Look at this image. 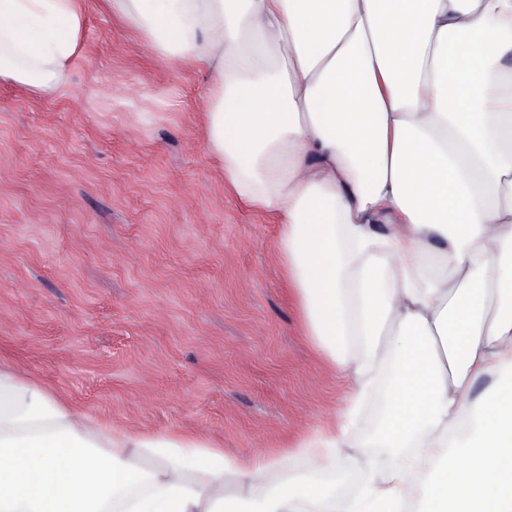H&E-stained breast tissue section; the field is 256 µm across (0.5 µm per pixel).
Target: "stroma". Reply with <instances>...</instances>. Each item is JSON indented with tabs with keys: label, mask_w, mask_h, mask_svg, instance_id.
I'll return each instance as SVG.
<instances>
[{
	"label": "stroma",
	"mask_w": 512,
	"mask_h": 512,
	"mask_svg": "<svg viewBox=\"0 0 512 512\" xmlns=\"http://www.w3.org/2000/svg\"><path fill=\"white\" fill-rule=\"evenodd\" d=\"M208 87L94 6L69 85L0 84V365L118 428L286 455L293 485L296 444L339 419L349 383L285 299L276 219L224 188ZM378 422L366 405L351 441L390 466Z\"/></svg>",
	"instance_id": "obj_1"
}]
</instances>
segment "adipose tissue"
Returning <instances> with one entry per match:
<instances>
[{"mask_svg":"<svg viewBox=\"0 0 512 512\" xmlns=\"http://www.w3.org/2000/svg\"><path fill=\"white\" fill-rule=\"evenodd\" d=\"M169 66L207 69L224 186L280 224L305 334L351 382L305 471L196 433L103 425L0 368V512H512V0H101ZM87 0H0V83L57 92ZM385 402L398 449L337 505L322 475Z\"/></svg>","mask_w":512,"mask_h":512,"instance_id":"ef3b65f1","label":"adipose tissue"}]
</instances>
